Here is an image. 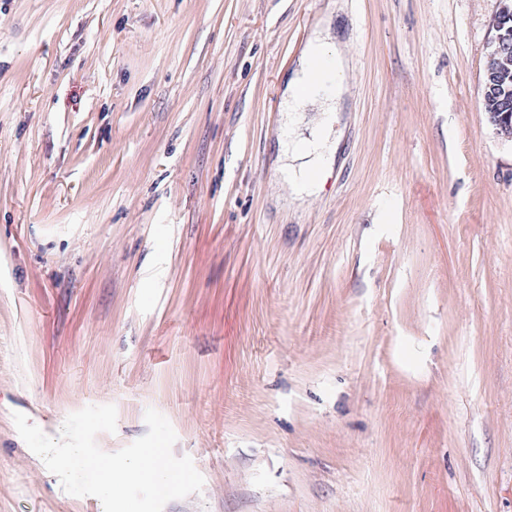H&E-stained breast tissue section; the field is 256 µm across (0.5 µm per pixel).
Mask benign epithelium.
<instances>
[{"label": "benign epithelium", "mask_w": 512, "mask_h": 512, "mask_svg": "<svg viewBox=\"0 0 512 512\" xmlns=\"http://www.w3.org/2000/svg\"><path fill=\"white\" fill-rule=\"evenodd\" d=\"M501 6L493 21L495 35L490 44L484 76L483 98L493 97L497 111L490 120L496 127L512 122V87L505 84L500 76V64L512 58V0H500Z\"/></svg>", "instance_id": "7a95c632"}]
</instances>
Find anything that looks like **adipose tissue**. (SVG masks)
<instances>
[{
  "label": "adipose tissue",
  "mask_w": 512,
  "mask_h": 512,
  "mask_svg": "<svg viewBox=\"0 0 512 512\" xmlns=\"http://www.w3.org/2000/svg\"><path fill=\"white\" fill-rule=\"evenodd\" d=\"M347 68L330 29L321 28L305 46L283 91L280 184L294 198L320 190L322 174L334 157L327 119L347 91Z\"/></svg>",
  "instance_id": "ef3b65f1"
}]
</instances>
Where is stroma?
<instances>
[{"instance_id":"1","label":"stroma","mask_w":512,"mask_h":512,"mask_svg":"<svg viewBox=\"0 0 512 512\" xmlns=\"http://www.w3.org/2000/svg\"><path fill=\"white\" fill-rule=\"evenodd\" d=\"M500 0H0V512H103L18 434L173 426L163 512H512V134ZM333 26L318 194L285 83ZM501 6L493 21L495 35L490 44L484 76L483 99L494 97L498 112H491L490 120L494 126L501 128L504 124L512 122V88L502 81L500 64L512 58V1L500 0ZM330 30L329 25L322 27L309 40L282 94L286 122L278 184L295 199L320 190L322 174L336 154L327 119L348 90V61ZM301 125L306 135L299 132Z\"/></svg>"}]
</instances>
